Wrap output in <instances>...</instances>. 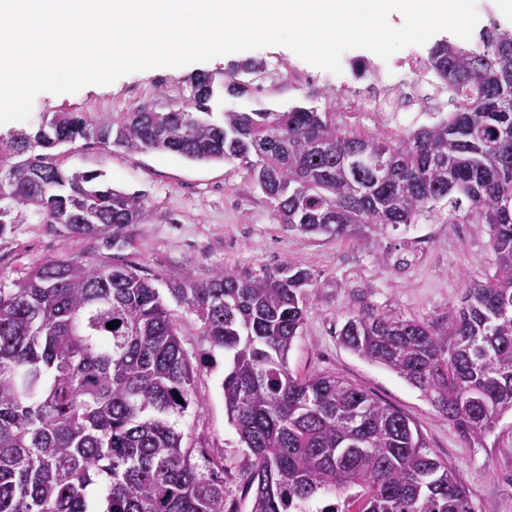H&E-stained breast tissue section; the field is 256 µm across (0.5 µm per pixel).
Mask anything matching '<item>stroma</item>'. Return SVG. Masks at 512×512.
Wrapping results in <instances>:
<instances>
[{
	"label": "stroma",
	"instance_id": "35a3bbf8",
	"mask_svg": "<svg viewBox=\"0 0 512 512\" xmlns=\"http://www.w3.org/2000/svg\"><path fill=\"white\" fill-rule=\"evenodd\" d=\"M244 60L262 64L250 77L249 92L223 91L225 71ZM292 67L310 75L311 83L289 84L286 74ZM198 73L211 75L221 87L227 111L304 106L322 112L336 103L335 73L275 45L133 72L75 93H39L29 119L0 125V138L36 129L57 112L85 113L96 126L109 128L125 113L140 109L186 110L190 79ZM58 162L67 172L99 171L113 188L144 194L147 216L128 228L127 242L120 248L99 239L58 234L34 219H24L0 236V289L13 290L46 260L76 254L95 264L126 263L166 278L180 276L189 267L200 278L224 266L252 273L290 261L312 269L317 277L313 302L288 353L290 371L297 376H339L399 410L420 430L430 451L460 474L477 512H512V411L502 415L482 446H467L418 389L344 348L338 336L363 304L414 319H433L459 305L465 278L481 275L488 258L484 225H427L430 240L404 273L395 265L407 246L404 229H391L360 243L285 231L274 223L266 198L237 161L196 162L167 152L132 151L81 139L62 147ZM172 313L183 347L198 365L193 403L180 423L184 442L194 462L210 463L223 476L224 512H249L250 498L240 475L250 458L225 412L220 389L224 354L211 352L194 314L179 306ZM209 352L214 353L216 366L200 365V358Z\"/></svg>",
	"mask_w": 512,
	"mask_h": 512
}]
</instances>
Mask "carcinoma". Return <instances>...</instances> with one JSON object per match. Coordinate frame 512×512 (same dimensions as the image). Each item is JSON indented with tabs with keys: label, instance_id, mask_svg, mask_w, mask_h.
<instances>
[{
	"label": "carcinoma",
	"instance_id": "carcinoma-1",
	"mask_svg": "<svg viewBox=\"0 0 512 512\" xmlns=\"http://www.w3.org/2000/svg\"><path fill=\"white\" fill-rule=\"evenodd\" d=\"M259 69L245 62L225 73L228 90L248 91L242 76ZM423 70L448 91V111L401 132L343 127L301 106L217 119L206 74L191 78V112L141 109L114 131L59 113L0 139V235L32 215L115 246L145 218L143 195L58 167L57 147L92 138L238 160L288 232L362 239L430 221L482 224L489 268L465 279L459 306L417 320L365 305L339 332L480 445L512 410V33L440 39ZM157 280L74 256L0 290V512H224V478L184 446L195 367ZM314 281L291 262L164 281L210 347L231 355L221 389L252 457L250 512H476L460 474L399 410L336 375L289 371Z\"/></svg>",
	"mask_w": 512,
	"mask_h": 512
}]
</instances>
